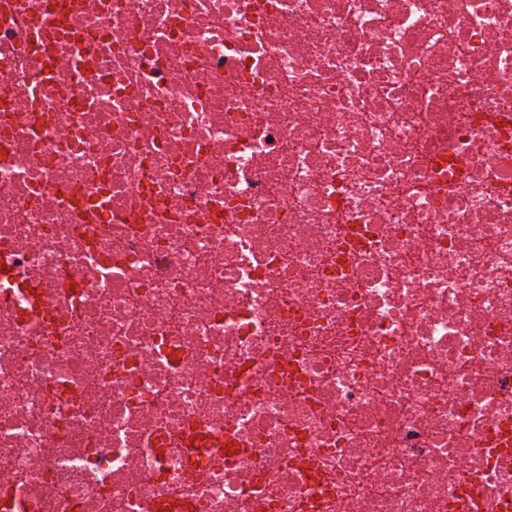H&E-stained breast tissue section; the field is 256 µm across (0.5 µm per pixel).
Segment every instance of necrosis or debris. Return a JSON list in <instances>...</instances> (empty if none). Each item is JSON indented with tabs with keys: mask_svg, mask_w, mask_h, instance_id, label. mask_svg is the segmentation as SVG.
I'll use <instances>...</instances> for the list:
<instances>
[{
	"mask_svg": "<svg viewBox=\"0 0 512 512\" xmlns=\"http://www.w3.org/2000/svg\"><path fill=\"white\" fill-rule=\"evenodd\" d=\"M0 512H512V0H0Z\"/></svg>",
	"mask_w": 512,
	"mask_h": 512,
	"instance_id": "1",
	"label": "necrosis or debris"
}]
</instances>
